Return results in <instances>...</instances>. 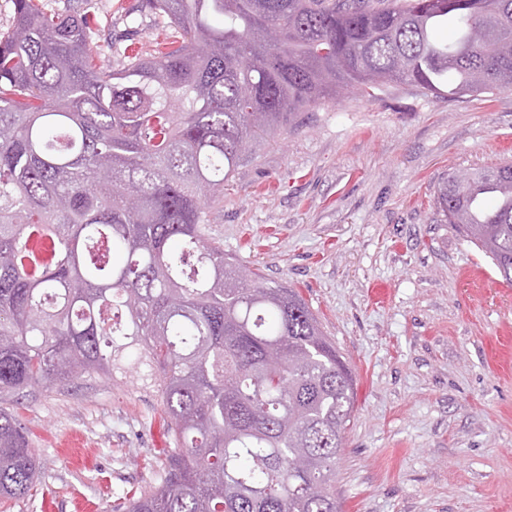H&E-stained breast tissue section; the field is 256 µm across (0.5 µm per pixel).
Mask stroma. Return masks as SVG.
Wrapping results in <instances>:
<instances>
[{"instance_id": "stroma-1", "label": "stroma", "mask_w": 512, "mask_h": 512, "mask_svg": "<svg viewBox=\"0 0 512 512\" xmlns=\"http://www.w3.org/2000/svg\"><path fill=\"white\" fill-rule=\"evenodd\" d=\"M139 0H42L94 13L119 65L168 33ZM512 162V91L448 99L394 83L300 112L224 186L211 236L305 299L357 380L336 463L345 512H512V286L453 225L447 174ZM5 405L41 462L35 491L0 512H126L170 446L135 374L33 384Z\"/></svg>"}]
</instances>
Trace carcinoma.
I'll return each mask as SVG.
<instances>
[{"instance_id":"cac0c4a2","label":"carcinoma","mask_w":512,"mask_h":512,"mask_svg":"<svg viewBox=\"0 0 512 512\" xmlns=\"http://www.w3.org/2000/svg\"><path fill=\"white\" fill-rule=\"evenodd\" d=\"M176 31L116 69L89 14L14 0L0 34V398L124 368L172 448L127 512H342L356 378L292 288L208 235L224 183L303 108L396 82L512 90V0H142ZM458 24L452 44L432 40ZM436 205L512 285V165ZM39 463L0 408V498Z\"/></svg>"}]
</instances>
